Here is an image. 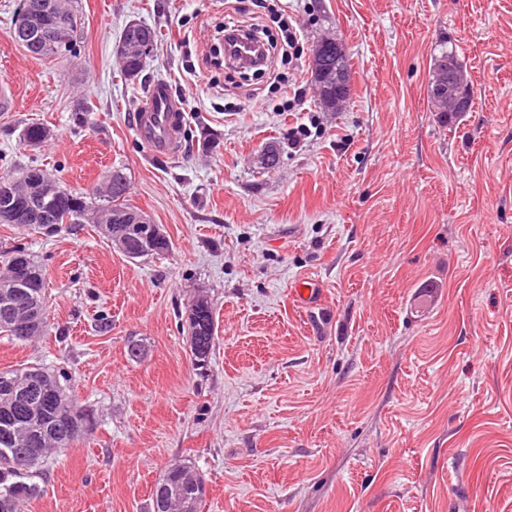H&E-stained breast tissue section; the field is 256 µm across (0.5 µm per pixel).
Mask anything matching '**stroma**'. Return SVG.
<instances>
[{"label": "stroma", "instance_id": "1", "mask_svg": "<svg viewBox=\"0 0 512 512\" xmlns=\"http://www.w3.org/2000/svg\"><path fill=\"white\" fill-rule=\"evenodd\" d=\"M19 2L0 0V173L86 192L122 169L173 244L132 261L88 221L48 241L0 224L46 268L50 325L0 336V369L66 372L94 417L25 512H151L179 462L206 478L202 512H512V0H244L300 34L259 76L204 62L228 0H79L76 50L53 61L11 40ZM132 21L160 33L135 81L116 53ZM325 36L350 56L341 112L312 76ZM442 41L473 82L453 125L430 110ZM160 78L186 125L152 156L131 121ZM33 122L54 135L32 151ZM305 277L321 299L303 309ZM200 294L217 335L197 370Z\"/></svg>", "mask_w": 512, "mask_h": 512}]
</instances>
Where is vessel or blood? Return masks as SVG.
Instances as JSON below:
<instances>
[{"mask_svg":"<svg viewBox=\"0 0 512 512\" xmlns=\"http://www.w3.org/2000/svg\"><path fill=\"white\" fill-rule=\"evenodd\" d=\"M184 122L183 100L173 95L168 82L158 81L143 98L133 130L151 152L172 155L179 148Z\"/></svg>","mask_w":512,"mask_h":512,"instance_id":"1","label":"vessel or blood"}]
</instances>
